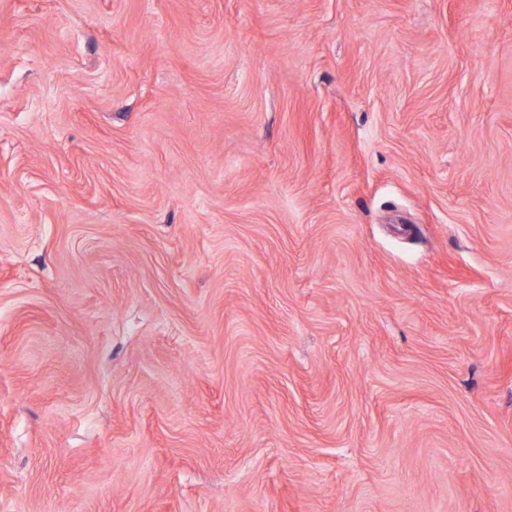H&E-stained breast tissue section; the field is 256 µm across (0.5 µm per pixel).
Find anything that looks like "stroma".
I'll use <instances>...</instances> for the list:
<instances>
[{
  "mask_svg": "<svg viewBox=\"0 0 512 512\" xmlns=\"http://www.w3.org/2000/svg\"><path fill=\"white\" fill-rule=\"evenodd\" d=\"M0 512H512V0H0Z\"/></svg>",
  "mask_w": 512,
  "mask_h": 512,
  "instance_id": "obj_1",
  "label": "stroma"
}]
</instances>
